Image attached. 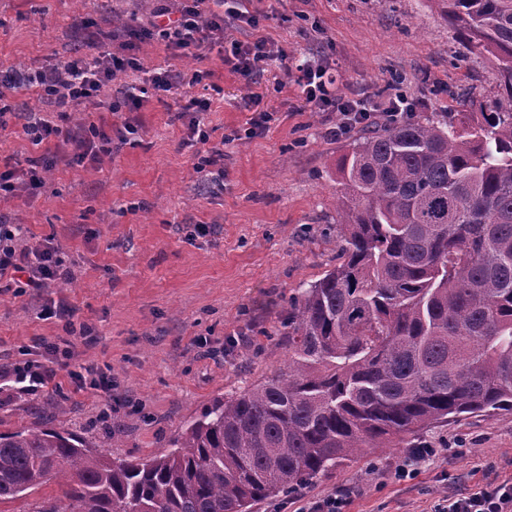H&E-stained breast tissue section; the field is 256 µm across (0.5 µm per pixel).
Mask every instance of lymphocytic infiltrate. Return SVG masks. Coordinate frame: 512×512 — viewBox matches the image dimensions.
<instances>
[{
  "instance_id": "1",
  "label": "lymphocytic infiltrate",
  "mask_w": 512,
  "mask_h": 512,
  "mask_svg": "<svg viewBox=\"0 0 512 512\" xmlns=\"http://www.w3.org/2000/svg\"><path fill=\"white\" fill-rule=\"evenodd\" d=\"M154 2V27L161 29L183 55L195 56L209 45L224 43L225 65L244 82H252L254 74L266 61L286 55L282 46L264 36L246 42L225 41L224 31L229 27L241 24L258 27L259 17L249 11L247 0ZM123 33L125 39L120 42V51L116 54L103 52L87 58L64 60L54 67L35 72L13 66L0 68V129L6 128L14 115L11 105L5 102L8 93L35 88L48 103L66 109L93 101L102 87L117 75L136 69V62L125 57L124 52L129 47L130 38L136 37L137 32L127 26ZM296 70V83L305 102L319 110L339 114V122L330 130L332 136L346 134L370 120L373 110L367 100L330 92L312 63L298 64ZM203 78V73L197 72L186 83L170 71H158L152 78L151 87L164 94L178 93V109L189 118L188 128L193 140L208 144L210 135L202 114L209 111L210 101L192 92L193 85L201 83ZM141 105V100L134 96L112 103L111 111L121 113V120L107 128H94L89 136L61 130L41 114H31L23 126L26 138L32 145L52 143L56 149L50 159L32 161L26 171H0V197L18 198L43 188L47 172L56 166L59 159L64 158L71 163H96L111 155L113 142H126L128 135L137 132L134 113ZM22 233L20 225L10 223L0 215V279L15 278L16 289L21 293L30 288L40 291L65 280L68 273L57 256L56 248L18 245L17 240ZM75 344L62 336L38 338L39 358L0 365V391L35 396L63 375L70 379L75 390L90 389L111 394L112 382L101 368L76 363ZM435 512H512V481L489 484L469 495L447 499L446 503L437 505Z\"/></svg>"
}]
</instances>
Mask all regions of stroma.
Instances as JSON below:
<instances>
[{
    "label": "stroma",
    "instance_id": "stroma-1",
    "mask_svg": "<svg viewBox=\"0 0 512 512\" xmlns=\"http://www.w3.org/2000/svg\"><path fill=\"white\" fill-rule=\"evenodd\" d=\"M261 28L287 52L269 62L250 90L272 112L268 129L243 131L251 113L245 90L220 49L184 57L160 34L132 50L141 71L118 76L95 104L51 112L36 89L11 94L20 113L0 130V169L37 156L23 134L26 115L51 112L63 128L111 119L108 107L147 71L205 75L197 95L211 109L205 126L224 157L203 173L173 101L145 97L138 132L102 164L59 163L38 195L0 199V213L22 225L29 245L52 241L70 276L62 286L17 293L0 282V363L23 359L39 337L65 335L63 322L39 314L66 299L74 325L96 341L77 344L78 362L108 367L114 382L108 424L103 399L75 391L68 378L36 397L0 404V432L53 429L83 439L112 458L162 455L215 400L242 392L288 363L279 330L288 300L336 264L342 226L336 163L353 134L330 137L339 116L306 106L292 62L325 54L340 94L384 101L401 91L418 117L491 112L504 101L496 59L470 48L433 0H254ZM145 0H0V64L41 68L89 54L91 32L137 16L149 27ZM90 22L78 29L74 18ZM217 231L197 235L195 225ZM219 348L204 355L196 337ZM143 404L130 414L127 400ZM438 454L417 478L399 481L396 465L414 447ZM512 480V413H476L377 448L289 494L288 512L314 497L350 489L347 512H434L438 501Z\"/></svg>",
    "mask_w": 512,
    "mask_h": 512
}]
</instances>
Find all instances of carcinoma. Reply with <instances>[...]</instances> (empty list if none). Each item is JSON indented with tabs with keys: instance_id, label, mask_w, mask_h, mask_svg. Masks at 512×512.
<instances>
[{
	"instance_id": "1",
	"label": "carcinoma",
	"mask_w": 512,
	"mask_h": 512,
	"mask_svg": "<svg viewBox=\"0 0 512 512\" xmlns=\"http://www.w3.org/2000/svg\"><path fill=\"white\" fill-rule=\"evenodd\" d=\"M498 62L509 104L373 123L338 160L339 263L289 303L288 367L216 400L173 450L112 460L0 432V503L37 512H249L373 448L512 412V0H433ZM60 497H62V487L54 478H49L33 495L0 504V512L32 511L36 502Z\"/></svg>"
}]
</instances>
